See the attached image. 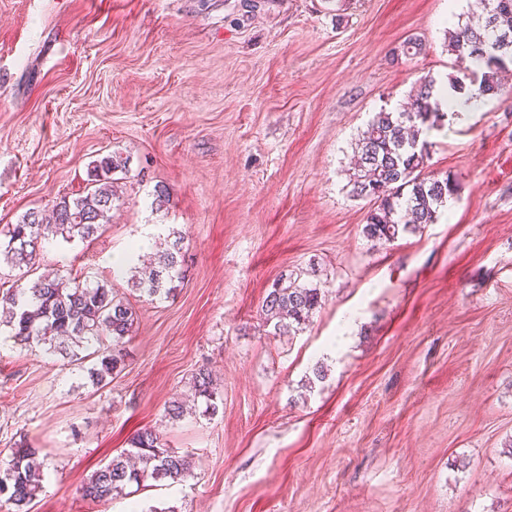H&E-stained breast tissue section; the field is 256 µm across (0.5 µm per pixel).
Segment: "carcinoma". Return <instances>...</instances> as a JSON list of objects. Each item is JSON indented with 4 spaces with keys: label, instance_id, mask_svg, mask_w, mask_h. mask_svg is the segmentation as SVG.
Wrapping results in <instances>:
<instances>
[{
    "label": "carcinoma",
    "instance_id": "cac0c4a2",
    "mask_svg": "<svg viewBox=\"0 0 512 512\" xmlns=\"http://www.w3.org/2000/svg\"><path fill=\"white\" fill-rule=\"evenodd\" d=\"M471 6L480 13L482 24L459 22L448 30V53L469 58L473 68L448 74L445 84L431 75L420 77L410 102L394 111L374 113L355 142L357 163L349 186L352 196L372 203L363 227L371 241L387 245L435 223L439 210L456 195L457 183L451 175L427 172L428 137L447 117L441 100L448 92L479 99L503 95L500 74L512 65V53L494 62L484 57L483 47L505 36L512 39V0H473ZM125 169L122 157L105 156L93 166L95 188L86 195L61 198L49 218L33 209L18 223L0 226V280L17 268L32 269L43 239L60 237L67 243L95 239L119 201L111 174ZM181 243L182 236L175 235L149 264L133 268L130 287L153 300L173 296L184 279ZM322 299L319 284L291 275L273 284L261 313L276 332L298 331L322 306ZM135 320L130 304L90 275H57L25 284L17 278L0 295V325L11 329L14 343L57 353L69 365L91 362L89 378L100 387L121 371L124 339ZM193 390L194 397L204 401L205 412L215 415L219 391L212 368L202 366L194 373ZM9 457L7 466L0 467V500H5L7 512H30L44 480L39 449L19 443L9 449ZM192 471L191 458L165 448L157 429L143 428L133 434L129 447L90 476L81 487L82 496L109 501L131 484L183 481Z\"/></svg>",
    "mask_w": 512,
    "mask_h": 512
}]
</instances>
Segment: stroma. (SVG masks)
I'll return each instance as SVG.
<instances>
[{
    "label": "stroma",
    "instance_id": "35a3bbf8",
    "mask_svg": "<svg viewBox=\"0 0 512 512\" xmlns=\"http://www.w3.org/2000/svg\"><path fill=\"white\" fill-rule=\"evenodd\" d=\"M467 4L0 0V225L126 158L102 235L44 242L38 271L91 273L137 314L102 388L0 333V465L23 440L47 463L31 512H512V97L430 134V171L459 183L436 223L372 242L348 186L374 113L452 72ZM172 227L185 278L152 302L113 260ZM290 273L325 297L277 336L261 304ZM206 362L217 415L169 420ZM148 426L192 476L82 498Z\"/></svg>",
    "mask_w": 512,
    "mask_h": 512
}]
</instances>
